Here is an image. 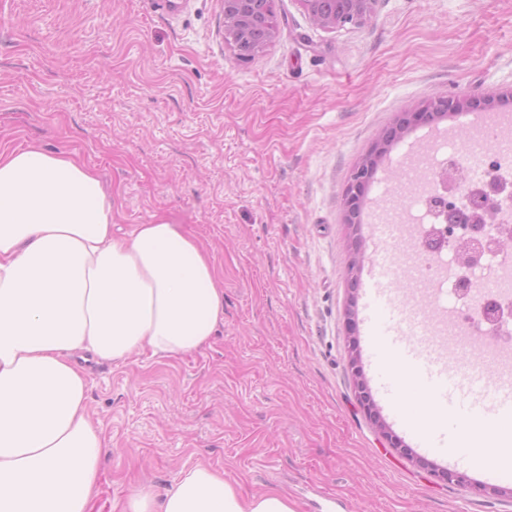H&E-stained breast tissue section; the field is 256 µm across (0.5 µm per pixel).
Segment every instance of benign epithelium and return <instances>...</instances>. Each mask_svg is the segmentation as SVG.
I'll list each match as a JSON object with an SVG mask.
<instances>
[{"label":"benign epithelium","instance_id":"7a95c632","mask_svg":"<svg viewBox=\"0 0 512 512\" xmlns=\"http://www.w3.org/2000/svg\"><path fill=\"white\" fill-rule=\"evenodd\" d=\"M311 24L324 31H338L363 27L371 17L377 0H296ZM257 0H224V15L233 16V24L243 29L263 27L267 23L268 12L255 7ZM505 101L512 102V91L496 98L479 95L436 96L428 101L402 113L397 117L389 132H382L373 142L371 148L362 156L354 167L347 187L343 193L341 205L345 213V223H352V216L363 204V191L370 184L369 173L384 161L392 146L402 140L411 128L420 123H432L435 120L451 116H462L470 112H482L493 109ZM454 181L448 179V172L436 173L435 196L431 207L435 214L444 221V226L436 231V238L430 239L426 247L436 250L444 245L452 248H467L463 230L471 233H484L492 243V247L469 253L466 262L461 264L464 270L472 269L481 264L487 254H495L502 249L511 247L499 237L494 227L495 210L491 207H479L469 193H459L452 188ZM356 323L353 308L346 311V331L350 346V364L353 368L359 391H364L366 384L363 378L358 342L353 327ZM361 405L366 415L376 425L379 433L387 440L390 447L401 454L408 450L400 439L393 435L381 421L375 403L364 397Z\"/></svg>","mask_w":512,"mask_h":512}]
</instances>
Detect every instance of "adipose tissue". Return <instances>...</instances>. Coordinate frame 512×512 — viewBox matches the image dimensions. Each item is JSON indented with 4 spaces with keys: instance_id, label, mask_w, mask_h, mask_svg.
<instances>
[{
    "instance_id": "obj_1",
    "label": "adipose tissue",
    "mask_w": 512,
    "mask_h": 512,
    "mask_svg": "<svg viewBox=\"0 0 512 512\" xmlns=\"http://www.w3.org/2000/svg\"><path fill=\"white\" fill-rule=\"evenodd\" d=\"M224 321L210 254L157 219L112 233V200L95 168L29 145L0 148V512H92L103 436L86 416L77 358L114 364L178 358ZM464 447L496 462L512 428L465 421ZM121 512H295L270 490L243 496L197 466L163 495L132 491Z\"/></svg>"
}]
</instances>
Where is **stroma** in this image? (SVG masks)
Segmentation results:
<instances>
[{
  "mask_svg": "<svg viewBox=\"0 0 512 512\" xmlns=\"http://www.w3.org/2000/svg\"><path fill=\"white\" fill-rule=\"evenodd\" d=\"M276 38L250 62L224 41V0H0V146L34 144L96 167L112 221L129 231L164 218L196 235L224 288V322L199 352L89 361L88 413L101 429L95 512L143 483L162 489L203 464L246 496L278 490L296 512H512V479L423 455L376 391L390 448L360 409L345 311H370L371 217L391 241L398 297L448 346L456 373L474 355L464 308L421 277L408 247L409 154L483 140L447 119L410 132L364 201L357 282L341 207L353 166L396 116L435 95L512 90V0H378L360 28L311 26L276 0ZM452 468L467 485L417 466Z\"/></svg>",
  "mask_w": 512,
  "mask_h": 512,
  "instance_id": "1",
  "label": "stroma"
}]
</instances>
